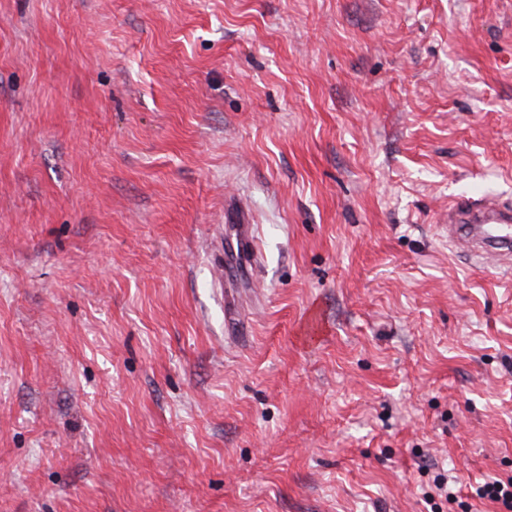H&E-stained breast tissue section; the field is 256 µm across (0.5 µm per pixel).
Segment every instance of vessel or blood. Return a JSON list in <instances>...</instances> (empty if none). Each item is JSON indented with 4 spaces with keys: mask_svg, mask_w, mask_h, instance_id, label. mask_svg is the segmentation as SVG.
Instances as JSON below:
<instances>
[{
    "mask_svg": "<svg viewBox=\"0 0 512 512\" xmlns=\"http://www.w3.org/2000/svg\"><path fill=\"white\" fill-rule=\"evenodd\" d=\"M448 238L459 251L511 267L512 205L489 197L449 202Z\"/></svg>",
    "mask_w": 512,
    "mask_h": 512,
    "instance_id": "b4317fda",
    "label": "vessel or blood"
}]
</instances>
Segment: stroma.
Wrapping results in <instances>:
<instances>
[{"mask_svg":"<svg viewBox=\"0 0 512 512\" xmlns=\"http://www.w3.org/2000/svg\"><path fill=\"white\" fill-rule=\"evenodd\" d=\"M460 195L512 203V0H0V512H497Z\"/></svg>","mask_w":512,"mask_h":512,"instance_id":"stroma-1","label":"stroma"}]
</instances>
